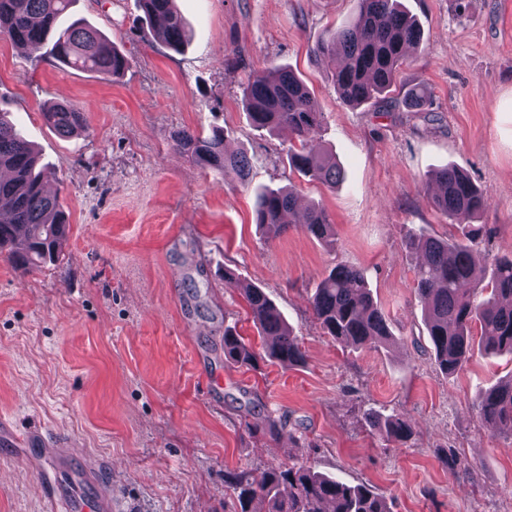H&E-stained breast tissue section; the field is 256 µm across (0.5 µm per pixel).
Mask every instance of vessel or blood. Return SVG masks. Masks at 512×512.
<instances>
[{"label":"vessel or blood","instance_id":"b4317fda","mask_svg":"<svg viewBox=\"0 0 512 512\" xmlns=\"http://www.w3.org/2000/svg\"><path fill=\"white\" fill-rule=\"evenodd\" d=\"M108 474L103 463L88 466L72 454L56 453L52 472L40 478L49 512H112V501L105 493Z\"/></svg>","mask_w":512,"mask_h":512}]
</instances>
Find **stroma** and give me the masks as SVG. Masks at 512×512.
Instances as JSON below:
<instances>
[{
	"instance_id": "stroma-1",
	"label": "stroma",
	"mask_w": 512,
	"mask_h": 512,
	"mask_svg": "<svg viewBox=\"0 0 512 512\" xmlns=\"http://www.w3.org/2000/svg\"><path fill=\"white\" fill-rule=\"evenodd\" d=\"M402 2L422 40L385 98L359 107L312 53L358 0H176L189 37L178 52L136 0H75L72 17L129 59L110 80L0 37V110L36 146L69 220L56 262L23 273L0 254V411L104 461L116 512H224L225 471L297 461L372 485L391 512H512V440L474 408L479 388L512 378V358L478 347L454 376L434 365L414 293L423 256L405 246L456 234L431 181L453 164L489 195L479 275L512 254V0ZM272 65L299 75L322 112L335 187L290 167L288 129L251 124L242 87ZM414 85L428 91L425 111L403 103ZM59 101L82 106L77 135L48 122ZM181 129L223 130L228 151L250 160L247 185L177 151ZM288 186L326 209L334 244L297 224L263 235L256 192ZM339 263L363 272L388 315L387 346L339 345L314 319L309 298ZM228 270L283 311L303 364L225 362V327L256 352L267 344ZM377 412L411 425L409 445L372 436ZM268 416L277 437L247 431ZM51 464L1 445L0 512H44Z\"/></svg>"
}]
</instances>
